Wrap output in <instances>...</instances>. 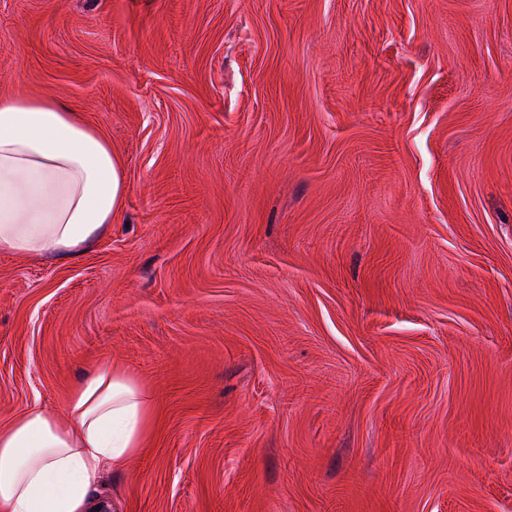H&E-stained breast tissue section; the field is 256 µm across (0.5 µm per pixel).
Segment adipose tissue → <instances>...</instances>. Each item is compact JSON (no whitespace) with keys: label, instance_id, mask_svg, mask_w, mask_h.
<instances>
[{"label":"adipose tissue","instance_id":"ef3b65f1","mask_svg":"<svg viewBox=\"0 0 512 512\" xmlns=\"http://www.w3.org/2000/svg\"><path fill=\"white\" fill-rule=\"evenodd\" d=\"M126 192L111 143L75 112L0 97V252L76 257L107 232ZM151 424L140 383L99 365L64 416L31 407L0 433V512H96L99 476L133 456Z\"/></svg>","mask_w":512,"mask_h":512}]
</instances>
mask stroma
I'll return each mask as SVG.
<instances>
[{
	"mask_svg": "<svg viewBox=\"0 0 512 512\" xmlns=\"http://www.w3.org/2000/svg\"><path fill=\"white\" fill-rule=\"evenodd\" d=\"M5 95L127 194L0 252L1 433L109 363L121 512H512V0H0Z\"/></svg>",
	"mask_w": 512,
	"mask_h": 512,
	"instance_id": "35a3bbf8",
	"label": "stroma"
}]
</instances>
